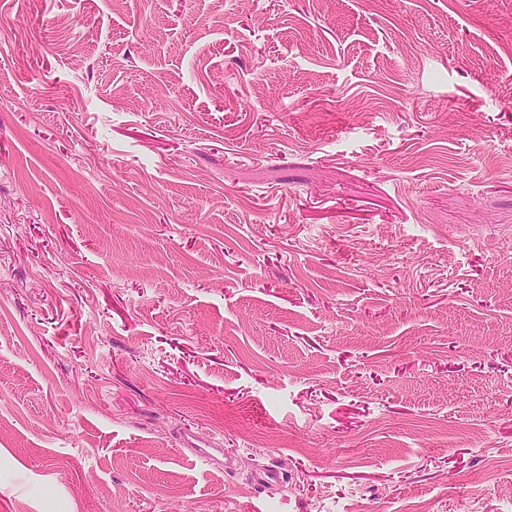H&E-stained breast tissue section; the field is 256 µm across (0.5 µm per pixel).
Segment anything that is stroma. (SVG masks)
<instances>
[{"mask_svg":"<svg viewBox=\"0 0 512 512\" xmlns=\"http://www.w3.org/2000/svg\"><path fill=\"white\" fill-rule=\"evenodd\" d=\"M416 502L512 512V0H0V512Z\"/></svg>","mask_w":512,"mask_h":512,"instance_id":"stroma-1","label":"stroma"}]
</instances>
